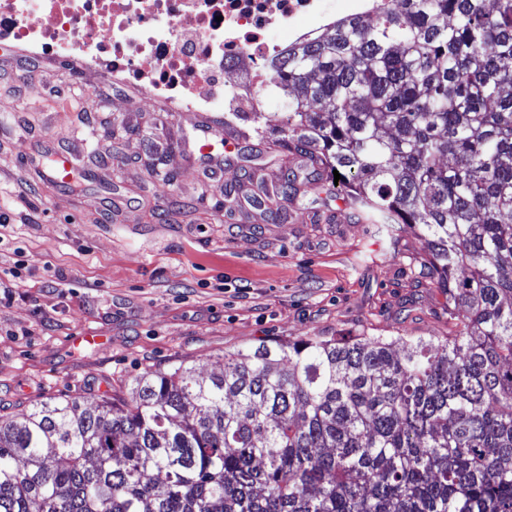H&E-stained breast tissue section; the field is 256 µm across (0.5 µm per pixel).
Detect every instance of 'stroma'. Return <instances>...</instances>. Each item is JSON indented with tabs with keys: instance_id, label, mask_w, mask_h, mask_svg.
<instances>
[{
	"instance_id": "stroma-1",
	"label": "stroma",
	"mask_w": 512,
	"mask_h": 512,
	"mask_svg": "<svg viewBox=\"0 0 512 512\" xmlns=\"http://www.w3.org/2000/svg\"><path fill=\"white\" fill-rule=\"evenodd\" d=\"M22 67L0 47V417L94 405L177 361L216 372L264 341L447 335L422 240L387 254L279 133ZM56 151L78 169L66 188L39 173ZM87 331L101 343L75 345Z\"/></svg>"
}]
</instances>
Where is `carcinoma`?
I'll list each match as a JSON object with an SVG mask.
<instances>
[{"mask_svg":"<svg viewBox=\"0 0 512 512\" xmlns=\"http://www.w3.org/2000/svg\"><path fill=\"white\" fill-rule=\"evenodd\" d=\"M268 63L255 112L422 239L435 336H310L0 418V512H512V0H388Z\"/></svg>","mask_w":512,"mask_h":512,"instance_id":"cac0c4a2","label":"carcinoma"}]
</instances>
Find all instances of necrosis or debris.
I'll use <instances>...</instances> for the list:
<instances>
[{
    "label": "necrosis or debris",
    "mask_w": 512,
    "mask_h": 512,
    "mask_svg": "<svg viewBox=\"0 0 512 512\" xmlns=\"http://www.w3.org/2000/svg\"><path fill=\"white\" fill-rule=\"evenodd\" d=\"M329 0H0V43L133 84L175 112H254L257 86L300 18Z\"/></svg>",
    "instance_id": "4bbe7bcc"
}]
</instances>
